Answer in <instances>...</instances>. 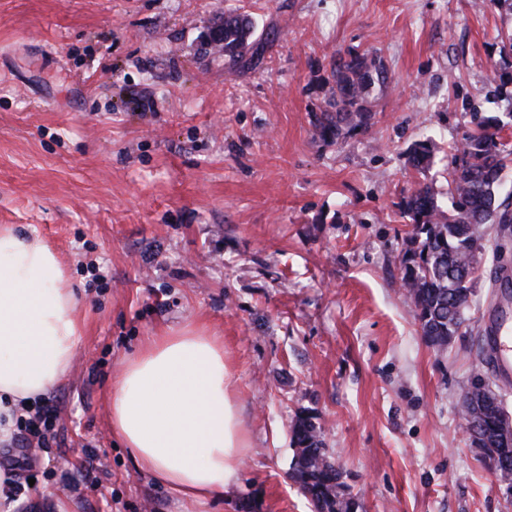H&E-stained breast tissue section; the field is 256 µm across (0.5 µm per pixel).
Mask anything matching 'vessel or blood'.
I'll list each match as a JSON object with an SVG mask.
<instances>
[{
	"instance_id": "obj_1",
	"label": "vessel or blood",
	"mask_w": 512,
	"mask_h": 512,
	"mask_svg": "<svg viewBox=\"0 0 512 512\" xmlns=\"http://www.w3.org/2000/svg\"><path fill=\"white\" fill-rule=\"evenodd\" d=\"M483 341L492 371L503 384L512 383V299L501 296L482 320Z\"/></svg>"
}]
</instances>
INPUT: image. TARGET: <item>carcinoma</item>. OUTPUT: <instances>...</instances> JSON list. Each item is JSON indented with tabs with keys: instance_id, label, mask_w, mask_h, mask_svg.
I'll return each instance as SVG.
<instances>
[{
	"instance_id": "1",
	"label": "carcinoma",
	"mask_w": 512,
	"mask_h": 512,
	"mask_svg": "<svg viewBox=\"0 0 512 512\" xmlns=\"http://www.w3.org/2000/svg\"><path fill=\"white\" fill-rule=\"evenodd\" d=\"M209 24L224 35V56L234 63L247 62L246 55L256 43L252 18L229 10L214 15ZM498 45L500 61L494 65V76L504 85L511 84L512 29L499 34ZM331 77L332 101L315 122L316 135L323 140L368 127L375 116L370 97L389 80L381 61L354 48L336 56ZM473 125L464 142L450 148L447 195L451 208L443 206L432 186L421 183L403 206L411 232L402 253L400 283L422 336L439 351L448 347L467 321L477 265L490 243L488 226L497 225L499 234L512 231V192L501 193L502 173L512 163V151L499 136L504 121L476 116ZM431 159L428 144L413 146L411 162L416 170H425ZM482 381L478 377L460 388L463 420L476 434L475 447L487 467L499 479L512 480V446L505 448L501 442L499 410L504 402L497 408L479 405ZM292 434L297 460L291 478L310 497L315 512H356L354 499L344 493L341 471L322 446L320 427L300 417Z\"/></svg>"
}]
</instances>
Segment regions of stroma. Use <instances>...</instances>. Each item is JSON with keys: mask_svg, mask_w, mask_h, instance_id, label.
<instances>
[{"mask_svg": "<svg viewBox=\"0 0 512 512\" xmlns=\"http://www.w3.org/2000/svg\"><path fill=\"white\" fill-rule=\"evenodd\" d=\"M251 15L241 68L203 53L215 13ZM512 15L486 0H0V225L38 233L77 288L84 334L45 395L56 437L0 447L12 512H313L291 477L309 417L357 512H512L463 428L460 387L488 370L481 320L512 269L484 255L469 320L429 346L400 286L417 183L448 189L476 112L512 111L492 65ZM377 55L371 126L320 140L331 63ZM432 139L434 164L409 156ZM224 338L250 446L235 491L193 503L113 439L110 394L156 331ZM100 460L89 463L86 449Z\"/></svg>", "mask_w": 512, "mask_h": 512, "instance_id": "stroma-1", "label": "stroma"}]
</instances>
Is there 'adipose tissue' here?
I'll return each instance as SVG.
<instances>
[{"label": "adipose tissue", "instance_id": "ef3b65f1", "mask_svg": "<svg viewBox=\"0 0 512 512\" xmlns=\"http://www.w3.org/2000/svg\"><path fill=\"white\" fill-rule=\"evenodd\" d=\"M37 234L0 226V445L62 381L82 337L73 288ZM113 437L136 467L193 502L230 492L248 446L224 339L201 323L146 337L112 389Z\"/></svg>", "mask_w": 512, "mask_h": 512}]
</instances>
